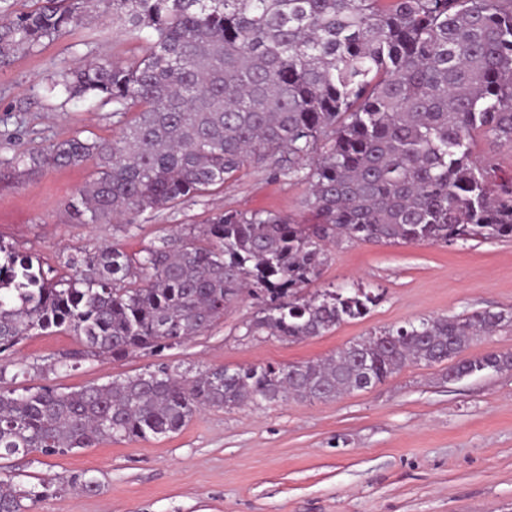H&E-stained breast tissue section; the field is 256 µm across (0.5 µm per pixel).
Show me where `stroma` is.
<instances>
[{
    "mask_svg": "<svg viewBox=\"0 0 512 512\" xmlns=\"http://www.w3.org/2000/svg\"><path fill=\"white\" fill-rule=\"evenodd\" d=\"M135 43L97 12L65 36L0 68V157L72 136L119 134L111 106L48 98L60 62L133 57ZM94 163L17 181L0 169V244L53 276L66 260L113 243L131 253L226 210H267L310 224L305 183L246 166L224 188L173 209L109 224L73 223L66 203ZM360 283L380 299L361 319L301 341L246 336L251 298L232 303L202 333L169 348L120 358L86 356L58 331L0 353V385L60 391L105 384L169 364L187 375L323 358L371 330L428 317L512 313V240L452 245L344 244L331 249L317 286ZM447 364L410 365L382 383L329 401L281 400L206 408L179 431L45 456L0 459V477L45 494L30 512H512V370L449 380ZM95 478L97 491L52 483Z\"/></svg>",
    "mask_w": 512,
    "mask_h": 512,
    "instance_id": "35a3bbf8",
    "label": "stroma"
}]
</instances>
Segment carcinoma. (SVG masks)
<instances>
[{
	"label": "carcinoma",
	"instance_id": "carcinoma-1",
	"mask_svg": "<svg viewBox=\"0 0 512 512\" xmlns=\"http://www.w3.org/2000/svg\"><path fill=\"white\" fill-rule=\"evenodd\" d=\"M133 39V61L65 66L51 97L112 105V140L70 139L4 161L22 178L97 170L68 200L77 224L171 208L222 188L249 163L309 184L313 224L224 210L142 255L105 246L72 257L53 280L0 245V352L49 329L90 355L171 346L209 328L243 294L247 336H322L365 317L379 296L308 287L332 244L512 239V177L473 158L474 137L512 144V0H95ZM88 0H37L0 25V67L77 24ZM150 35L142 37L144 30ZM512 326L492 310L370 332L334 355L288 365L216 368L192 378L166 366L68 392L0 390V459L178 432L205 407L322 401L431 366ZM377 336H390L380 343ZM512 370L488 351L448 370ZM37 494L0 479V512Z\"/></svg>",
	"mask_w": 512,
	"mask_h": 512
}]
</instances>
